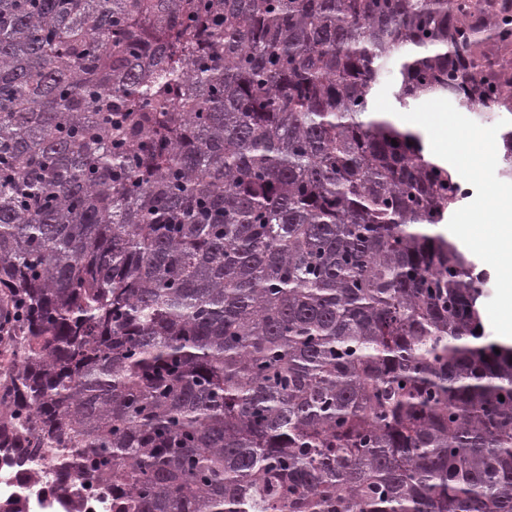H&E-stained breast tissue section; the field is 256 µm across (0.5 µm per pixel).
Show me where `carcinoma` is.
Listing matches in <instances>:
<instances>
[{"label": "carcinoma", "instance_id": "carcinoma-1", "mask_svg": "<svg viewBox=\"0 0 512 512\" xmlns=\"http://www.w3.org/2000/svg\"><path fill=\"white\" fill-rule=\"evenodd\" d=\"M490 2L0 0V453L112 512H512L460 181L374 111L512 114Z\"/></svg>", "mask_w": 512, "mask_h": 512}]
</instances>
